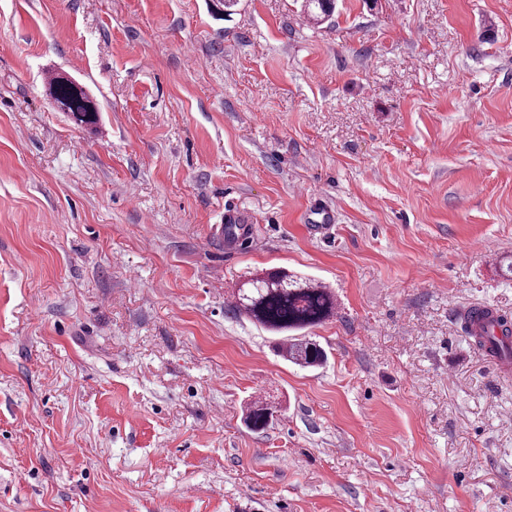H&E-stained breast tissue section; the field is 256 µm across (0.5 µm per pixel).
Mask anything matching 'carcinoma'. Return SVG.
Wrapping results in <instances>:
<instances>
[{
	"mask_svg": "<svg viewBox=\"0 0 512 512\" xmlns=\"http://www.w3.org/2000/svg\"><path fill=\"white\" fill-rule=\"evenodd\" d=\"M304 8L314 17L329 20L335 0H309ZM50 96L56 107L67 112L78 124L99 121V107L86 88L68 77L57 76L50 81ZM232 311L244 315L266 331L282 335L279 353L284 360L303 368H315L325 362V352L312 339L299 332L318 325L336 314V296L331 289L314 280L274 267L255 272L237 290ZM467 334L487 354L512 359V327L502 318L489 317V311L465 317ZM273 407L262 402L248 403L246 425L253 431L269 426Z\"/></svg>",
	"mask_w": 512,
	"mask_h": 512,
	"instance_id": "carcinoma-1",
	"label": "carcinoma"
}]
</instances>
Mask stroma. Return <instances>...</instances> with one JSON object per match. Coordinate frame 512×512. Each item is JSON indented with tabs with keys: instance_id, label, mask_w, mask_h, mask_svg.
Masks as SVG:
<instances>
[{
	"instance_id": "obj_1",
	"label": "stroma",
	"mask_w": 512,
	"mask_h": 512,
	"mask_svg": "<svg viewBox=\"0 0 512 512\" xmlns=\"http://www.w3.org/2000/svg\"><path fill=\"white\" fill-rule=\"evenodd\" d=\"M211 2L0 0V512H512V0ZM270 267L322 367L232 313ZM50 96L56 107L67 112L78 124H96L100 111L86 88L68 77L57 76L50 81ZM232 311L268 332L285 335L279 345L284 360L303 368L325 362V352L310 337L288 334L307 330L336 314L335 294L314 279L284 267L256 271L238 288ZM475 319V314H479ZM466 333L487 354L512 360V327L502 318H490L488 310L469 311L465 317ZM498 328L499 334L495 331ZM273 407L263 401L248 403L246 413V425L252 431H263L269 426V416Z\"/></svg>"
}]
</instances>
